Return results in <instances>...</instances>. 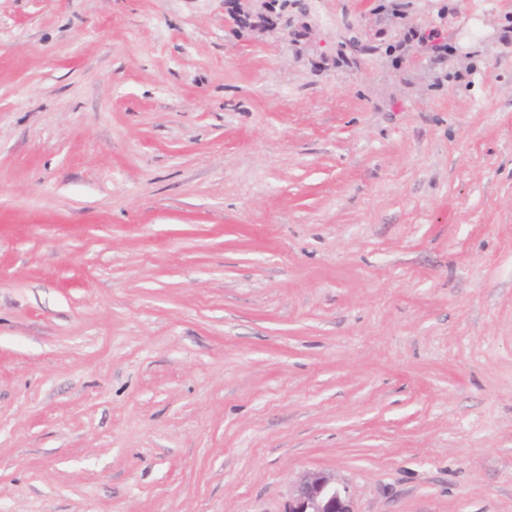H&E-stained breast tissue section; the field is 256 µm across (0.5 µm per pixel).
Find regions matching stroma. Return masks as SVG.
<instances>
[{
  "label": "stroma",
  "instance_id": "stroma-1",
  "mask_svg": "<svg viewBox=\"0 0 512 512\" xmlns=\"http://www.w3.org/2000/svg\"><path fill=\"white\" fill-rule=\"evenodd\" d=\"M509 28L0 0V512H512ZM440 38V33L437 29L432 28L426 33V31L418 30L414 26L404 27L402 38L399 40V46L406 44L408 42L417 41L418 44H429L434 53H437L438 56L443 57L448 55V44L447 43H436V41ZM282 512H354L346 488L324 473H307L296 483Z\"/></svg>",
  "mask_w": 512,
  "mask_h": 512
}]
</instances>
